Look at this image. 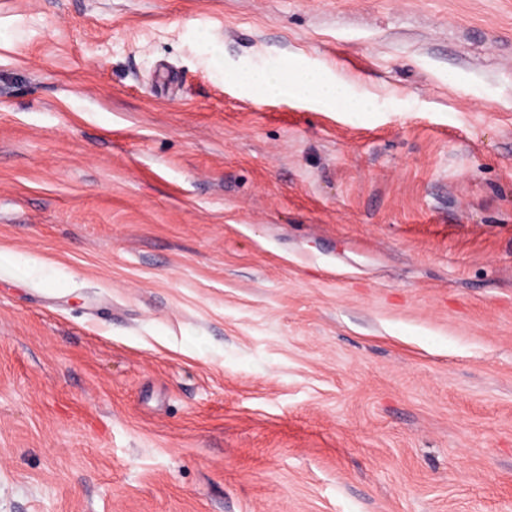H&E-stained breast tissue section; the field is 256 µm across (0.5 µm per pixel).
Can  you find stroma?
Here are the masks:
<instances>
[{
    "instance_id": "35a3bbf8",
    "label": "stroma",
    "mask_w": 512,
    "mask_h": 512,
    "mask_svg": "<svg viewBox=\"0 0 512 512\" xmlns=\"http://www.w3.org/2000/svg\"><path fill=\"white\" fill-rule=\"evenodd\" d=\"M1 251L0 512H512V0H0ZM250 83L262 89L265 95L312 99L326 105L345 103L351 112H362L365 105L349 95L345 82L327 78L321 70L295 67L290 75H253Z\"/></svg>"
}]
</instances>
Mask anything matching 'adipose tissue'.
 I'll list each match as a JSON object with an SVG mask.
<instances>
[{
    "label": "adipose tissue",
    "instance_id": "1",
    "mask_svg": "<svg viewBox=\"0 0 512 512\" xmlns=\"http://www.w3.org/2000/svg\"><path fill=\"white\" fill-rule=\"evenodd\" d=\"M249 81L259 87L265 95L312 99L326 105L345 103L350 111H364L362 102L350 97L345 82L328 79L323 71L294 68L290 75H253Z\"/></svg>",
    "mask_w": 512,
    "mask_h": 512
}]
</instances>
